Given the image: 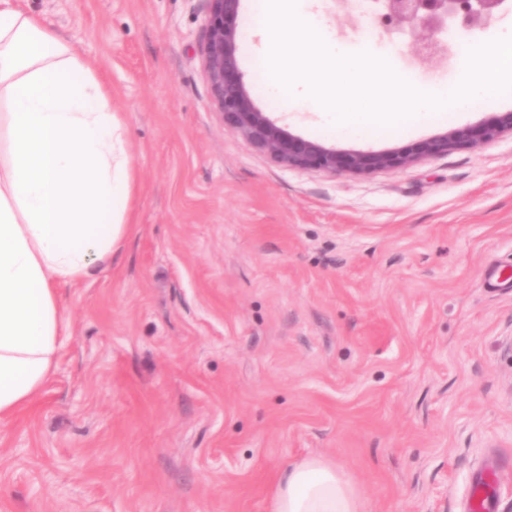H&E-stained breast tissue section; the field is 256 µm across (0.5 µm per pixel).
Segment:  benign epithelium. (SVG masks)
I'll return each mask as SVG.
<instances>
[{"label":"benign epithelium","mask_w":512,"mask_h":512,"mask_svg":"<svg viewBox=\"0 0 512 512\" xmlns=\"http://www.w3.org/2000/svg\"><path fill=\"white\" fill-rule=\"evenodd\" d=\"M242 0H208L201 53L214 106L224 126L285 169L366 175L402 170L454 149H477L512 134V111L491 120L454 128L410 145L385 150H343L305 139L280 125L254 102L240 69L238 18ZM509 0H369L364 14L387 35L406 28L416 33L414 53L440 63L452 56L445 34L456 23L466 32L481 29L509 9Z\"/></svg>","instance_id":"obj_1"}]
</instances>
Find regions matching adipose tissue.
I'll use <instances>...</instances> for the list:
<instances>
[{"mask_svg": "<svg viewBox=\"0 0 512 512\" xmlns=\"http://www.w3.org/2000/svg\"><path fill=\"white\" fill-rule=\"evenodd\" d=\"M133 177L112 97L44 19L0 0V419L29 406L69 334L61 288L125 241ZM273 512H364L336 463L279 477Z\"/></svg>", "mask_w": 512, "mask_h": 512, "instance_id": "ef3b65f1", "label": "adipose tissue"}]
</instances>
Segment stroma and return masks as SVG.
Listing matches in <instances>:
<instances>
[{"instance_id":"1","label":"stroma","mask_w":512,"mask_h":512,"mask_svg":"<svg viewBox=\"0 0 512 512\" xmlns=\"http://www.w3.org/2000/svg\"><path fill=\"white\" fill-rule=\"evenodd\" d=\"M13 3L107 80L135 182L124 246L62 293L53 375L0 423V512H272L276 476L313 457L366 512H468L485 467L512 512V135L405 170L283 169L215 110L207 0ZM309 3L350 53L391 46L420 85L464 76L418 60L412 32ZM239 24L254 101L292 133H442L347 138L268 101L265 34Z\"/></svg>"}]
</instances>
